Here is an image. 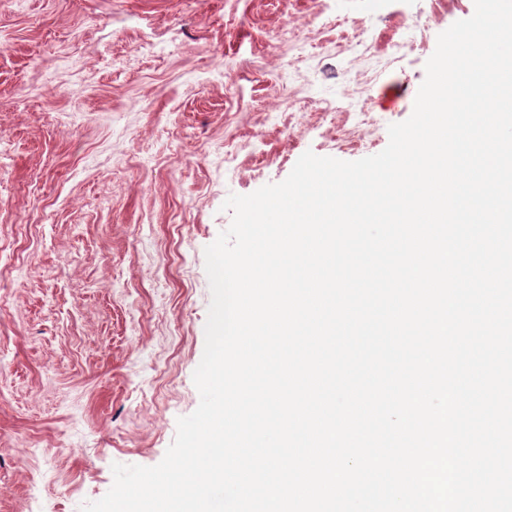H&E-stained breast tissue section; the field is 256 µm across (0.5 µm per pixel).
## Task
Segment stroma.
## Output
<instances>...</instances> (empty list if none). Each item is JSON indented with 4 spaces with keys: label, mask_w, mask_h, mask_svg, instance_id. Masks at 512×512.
<instances>
[{
    "label": "stroma",
    "mask_w": 512,
    "mask_h": 512,
    "mask_svg": "<svg viewBox=\"0 0 512 512\" xmlns=\"http://www.w3.org/2000/svg\"><path fill=\"white\" fill-rule=\"evenodd\" d=\"M434 15L391 60L399 27ZM474 0H0V512H80L200 396L223 205L381 152ZM372 49L348 51L357 32ZM371 80L381 127L330 111Z\"/></svg>",
    "instance_id": "stroma-1"
}]
</instances>
